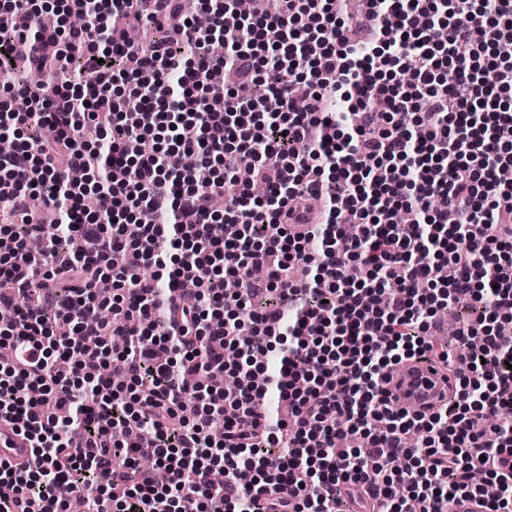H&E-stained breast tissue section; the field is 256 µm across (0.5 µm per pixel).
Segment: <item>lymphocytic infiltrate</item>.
Instances as JSON below:
<instances>
[{
	"label": "lymphocytic infiltrate",
	"instance_id": "1",
	"mask_svg": "<svg viewBox=\"0 0 512 512\" xmlns=\"http://www.w3.org/2000/svg\"><path fill=\"white\" fill-rule=\"evenodd\" d=\"M216 2L204 28H169L178 0H86L82 27L50 31L26 0L0 9V65L23 39L45 76L0 85L15 138L0 154V426L30 449L0 462V512H69L75 496L88 512H336L341 489L381 512H447L461 494L512 512V0H366L353 19L345 0L241 18ZM130 16L162 37L134 44ZM215 34L236 86L211 78ZM133 54L135 72L101 66ZM188 124L201 142L181 140ZM245 155L262 199L236 179ZM227 218L238 233L213 238ZM459 303L454 397L398 410L385 381L416 355L447 363L428 335ZM411 433L414 465L394 469Z\"/></svg>",
	"mask_w": 512,
	"mask_h": 512
}]
</instances>
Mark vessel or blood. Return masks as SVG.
<instances>
[{
	"label": "vessel or blood",
	"instance_id": "obj_1",
	"mask_svg": "<svg viewBox=\"0 0 512 512\" xmlns=\"http://www.w3.org/2000/svg\"><path fill=\"white\" fill-rule=\"evenodd\" d=\"M386 388L398 409L412 414H429L437 411L450 398L455 380L451 372L432 360L416 357L396 367Z\"/></svg>",
	"mask_w": 512,
	"mask_h": 512
}]
</instances>
